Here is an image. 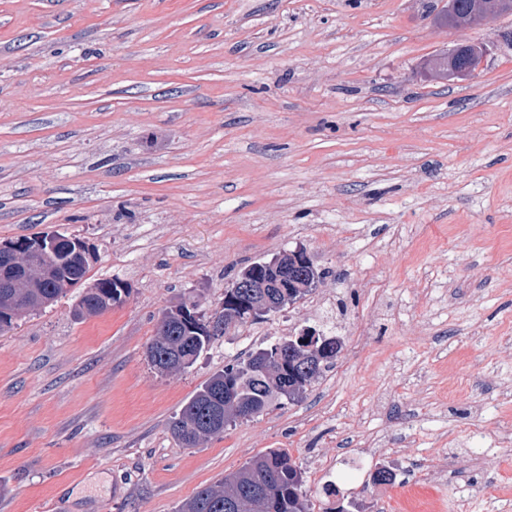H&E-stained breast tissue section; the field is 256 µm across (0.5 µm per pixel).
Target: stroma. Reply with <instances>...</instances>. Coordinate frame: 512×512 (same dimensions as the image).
I'll list each match as a JSON object with an SVG mask.
<instances>
[{"mask_svg":"<svg viewBox=\"0 0 512 512\" xmlns=\"http://www.w3.org/2000/svg\"><path fill=\"white\" fill-rule=\"evenodd\" d=\"M447 5L0 0V241L96 254L0 333V512H177L272 449L311 512H395L452 457L439 512H512V15L449 29ZM460 40L483 66L434 77ZM299 247L324 272L306 296L186 370L148 363L162 309L214 315ZM106 278L125 301L75 319ZM320 326L343 348L302 397L172 438L225 364Z\"/></svg>","mask_w":512,"mask_h":512,"instance_id":"obj_1","label":"stroma"}]
</instances>
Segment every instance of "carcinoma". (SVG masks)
<instances>
[{"mask_svg":"<svg viewBox=\"0 0 512 512\" xmlns=\"http://www.w3.org/2000/svg\"><path fill=\"white\" fill-rule=\"evenodd\" d=\"M90 262L62 247L30 265L18 285L0 284V333L12 328L22 314L53 304L67 288L81 282ZM272 287L266 289L275 303L293 304L315 286L316 280L294 284L266 273ZM115 280L102 279L83 292L74 315L103 314L123 303L122 291L114 290ZM200 303L182 301L161 312L158 323L162 332L146 348V357L157 371L171 372L189 368L215 340L204 316L197 315ZM293 337L288 336L251 352L242 361L224 366L198 388L180 412L172 418L169 429L183 445L194 447L200 441L224 433L240 413L224 408V391L233 393L237 404L256 416L282 397L295 400L312 379L321 377L334 361L319 364L314 378H309L289 355ZM304 472L289 453L271 449L245 462L224 477L220 486L197 491L181 504L179 512H309L303 491Z\"/></svg>","mask_w":512,"mask_h":512,"instance_id":"obj_1","label":"carcinoma"}]
</instances>
